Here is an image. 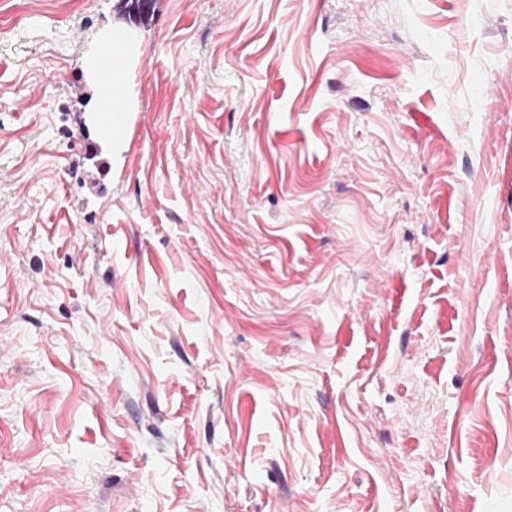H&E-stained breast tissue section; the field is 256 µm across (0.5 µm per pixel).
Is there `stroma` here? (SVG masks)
<instances>
[{"label": "stroma", "mask_w": 512, "mask_h": 512, "mask_svg": "<svg viewBox=\"0 0 512 512\" xmlns=\"http://www.w3.org/2000/svg\"><path fill=\"white\" fill-rule=\"evenodd\" d=\"M0 0V512H512V0ZM141 44L139 29L114 18L112 13V25H108L102 41L83 59V68L93 89L87 112L96 114L99 143L105 152L112 148V161L127 141V116L136 108L129 88L133 74L142 65ZM107 117L112 119V135L104 122Z\"/></svg>", "instance_id": "35a3bbf8"}]
</instances>
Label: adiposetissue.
I'll use <instances>...</instances> for the list:
<instances>
[{
    "instance_id": "obj_1",
    "label": "adipose tissue",
    "mask_w": 512,
    "mask_h": 512,
    "mask_svg": "<svg viewBox=\"0 0 512 512\" xmlns=\"http://www.w3.org/2000/svg\"><path fill=\"white\" fill-rule=\"evenodd\" d=\"M141 44L139 29L116 18L83 59L93 89L87 109L98 118L96 132L103 150L120 152L128 138L127 116L136 108L130 82L143 61Z\"/></svg>"
}]
</instances>
